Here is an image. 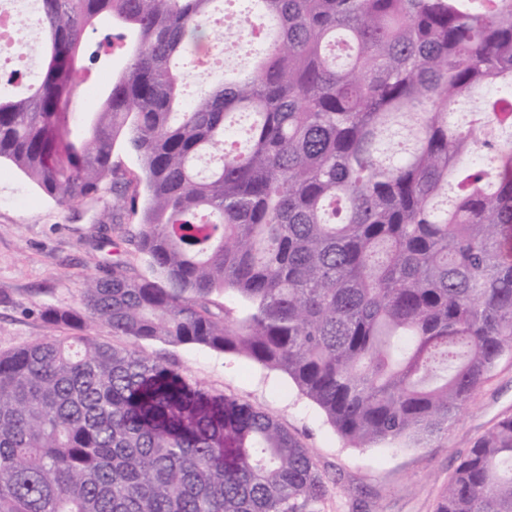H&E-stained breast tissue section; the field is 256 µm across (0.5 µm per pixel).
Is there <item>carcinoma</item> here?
<instances>
[{"label":"carcinoma","mask_w":512,"mask_h":512,"mask_svg":"<svg viewBox=\"0 0 512 512\" xmlns=\"http://www.w3.org/2000/svg\"><path fill=\"white\" fill-rule=\"evenodd\" d=\"M221 0H36L41 70L0 90V161L139 216L122 261L0 352V512H308L325 484L264 411L145 356L194 346L288 374L360 447L446 430L512 360V0H254L251 72L183 99L176 61L232 36ZM107 18L115 34L90 35ZM131 36L94 112L85 60ZM480 99L466 124L448 108ZM139 161H113L120 135ZM230 295L234 310L218 301ZM107 326L122 348L84 333ZM435 512H512V415Z\"/></svg>","instance_id":"1"}]
</instances>
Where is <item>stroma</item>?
<instances>
[{
  "label": "stroma",
  "instance_id": "35a3bbf8",
  "mask_svg": "<svg viewBox=\"0 0 512 512\" xmlns=\"http://www.w3.org/2000/svg\"><path fill=\"white\" fill-rule=\"evenodd\" d=\"M137 218L112 221V199L61 204L41 194L14 166L0 164V351L49 335L46 307L80 309L79 290L122 260L144 263L130 238ZM143 353L191 380L259 408L308 448L327 493L316 512H434L459 460L499 417L512 414V362H502L473 395L460 420L427 445L360 448L287 374L243 357L146 342Z\"/></svg>",
  "mask_w": 512,
  "mask_h": 512
}]
</instances>
